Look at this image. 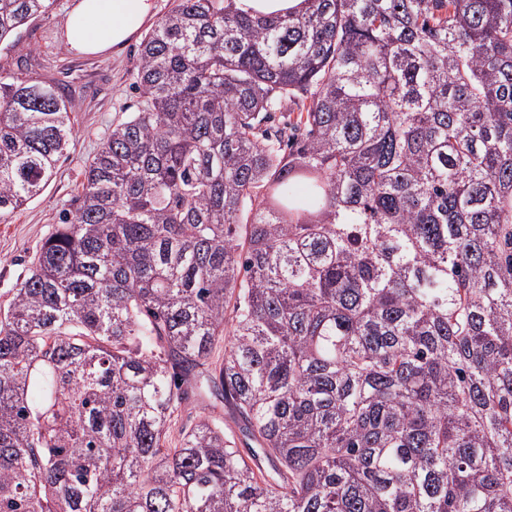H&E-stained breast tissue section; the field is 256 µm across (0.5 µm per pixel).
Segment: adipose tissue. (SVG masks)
Listing matches in <instances>:
<instances>
[{
  "label": "adipose tissue",
  "mask_w": 512,
  "mask_h": 512,
  "mask_svg": "<svg viewBox=\"0 0 512 512\" xmlns=\"http://www.w3.org/2000/svg\"><path fill=\"white\" fill-rule=\"evenodd\" d=\"M154 8L153 0H73L64 25L66 41L81 55L120 51L140 36Z\"/></svg>",
  "instance_id": "obj_1"
}]
</instances>
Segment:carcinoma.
Instances as JSON below:
<instances>
[{"label":"carcinoma","mask_w":512,"mask_h":512,"mask_svg":"<svg viewBox=\"0 0 512 512\" xmlns=\"http://www.w3.org/2000/svg\"><path fill=\"white\" fill-rule=\"evenodd\" d=\"M233 2L145 36L0 315V512H512V0ZM76 134L0 69V219ZM234 6L257 17L284 15L305 6L304 0H234ZM214 415L224 417V432L229 436L235 439L238 448L241 449V451L245 455H249L248 448H255L253 443H250V441L246 440L240 431V424H237L234 420V414L233 410L229 407H225L223 405V408L221 406H218L215 409ZM248 443V445H247Z\"/></svg>","instance_id":"obj_1"}]
</instances>
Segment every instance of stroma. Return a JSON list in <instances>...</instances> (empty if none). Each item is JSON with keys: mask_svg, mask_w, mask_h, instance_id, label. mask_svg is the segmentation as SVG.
I'll list each match as a JSON object with an SVG mask.
<instances>
[{"mask_svg": "<svg viewBox=\"0 0 512 512\" xmlns=\"http://www.w3.org/2000/svg\"><path fill=\"white\" fill-rule=\"evenodd\" d=\"M70 0H56L49 17L22 28L18 50L0 49V66L29 69L47 80L65 79L73 100L77 135L42 194L0 221V306L23 277L27 262L44 238L61 223L70 200L81 189L82 171L98 152L112 126L136 111L133 86L136 47L122 54L78 56L67 48L64 16Z\"/></svg>", "mask_w": 512, "mask_h": 512, "instance_id": "35a3bbf8", "label": "stroma"}]
</instances>
